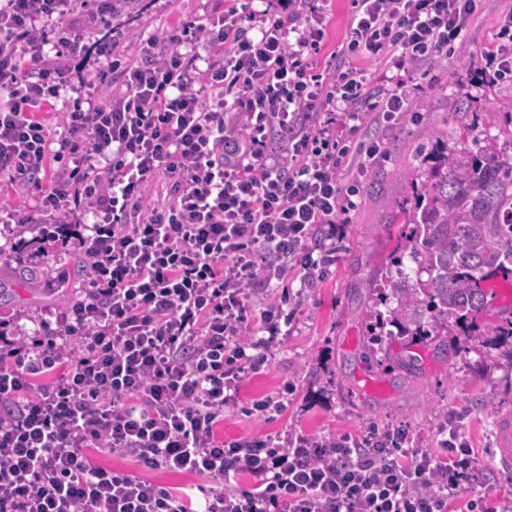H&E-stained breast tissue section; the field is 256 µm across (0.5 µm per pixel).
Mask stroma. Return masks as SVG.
Instances as JSON below:
<instances>
[{
    "mask_svg": "<svg viewBox=\"0 0 512 512\" xmlns=\"http://www.w3.org/2000/svg\"><path fill=\"white\" fill-rule=\"evenodd\" d=\"M313 6L326 16L327 37L318 55L326 66L348 33L353 0H301L299 10ZM225 7V0H149L144 7L132 0L119 18L124 37L115 52L135 59L140 41L216 20ZM511 8L512 0H484L462 46L403 74L409 112L385 121L366 102L358 106L354 121L341 112L317 113L337 136L375 143L380 152L373 159L354 156L340 169L341 181L358 180L360 193L336 232L324 225L314 228L306 252L318 266L309 284L301 285L304 270L298 266L286 288L259 291L261 302L285 297L288 334L266 350L265 366L244 380L235 401L225 407V437L290 431L330 437L402 428L414 447L435 453L454 431L490 465L462 486L461 500L512 497V467L494 460L496 418L512 411V354L503 347L460 343L454 332L448 336L460 345L454 355L436 349L434 342L409 337L393 338L375 353L362 319L370 284L382 280L409 232L402 211L421 190L435 152L487 137L502 142L512 135V113L496 108L512 99V82L489 84L475 71L497 44L501 13ZM23 240L39 245L44 257L0 267V318L24 326L28 315L68 302L83 279L72 273L73 250L44 240L42 225L0 223V246ZM63 273L69 279L62 291L49 295L41 289V280ZM283 390L288 405L282 414L265 422L246 414L251 401ZM91 461L174 486L197 482L190 475L147 469L120 454L95 452Z\"/></svg>",
    "mask_w": 512,
    "mask_h": 512,
    "instance_id": "1",
    "label": "stroma"
}]
</instances>
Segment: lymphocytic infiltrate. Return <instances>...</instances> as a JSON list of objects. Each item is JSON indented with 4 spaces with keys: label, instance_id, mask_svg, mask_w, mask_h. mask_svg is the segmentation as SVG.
<instances>
[{
    "label": "lymphocytic infiltrate",
    "instance_id": "1",
    "mask_svg": "<svg viewBox=\"0 0 512 512\" xmlns=\"http://www.w3.org/2000/svg\"><path fill=\"white\" fill-rule=\"evenodd\" d=\"M481 2L354 0L326 79L323 16L296 35L280 18L253 30L228 0L193 32L207 55L180 51L173 33L122 63L102 41L91 81L69 65L85 45L63 21L79 4L111 25L112 0H0V175L45 186L36 214L7 219L95 218L72 236L88 268L80 297L32 329L0 330V512H455L483 467L457 433L435 456L399 429L232 440L218 429L282 334L281 305L255 304L257 287L283 280L313 227L335 224L357 192L337 178L349 146L314 111L368 98L357 60L415 67L462 42ZM498 38L481 79L512 77V10ZM116 76L119 93L94 96ZM66 94L55 135L35 113ZM52 156L63 161L53 171ZM94 451L208 486L198 501L92 464ZM241 475L251 485L230 488Z\"/></svg>",
    "mask_w": 512,
    "mask_h": 512
}]
</instances>
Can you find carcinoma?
Returning <instances> with one entry per match:
<instances>
[{
  "instance_id": "1",
  "label": "carcinoma",
  "mask_w": 512,
  "mask_h": 512,
  "mask_svg": "<svg viewBox=\"0 0 512 512\" xmlns=\"http://www.w3.org/2000/svg\"><path fill=\"white\" fill-rule=\"evenodd\" d=\"M409 223L411 265L397 257L395 275L384 277L392 288L370 289L363 317L371 343L380 347L393 334L438 341L450 324L486 349L511 340L512 314L493 311L481 283L512 267V141L448 149ZM388 325L397 332L385 331Z\"/></svg>"
}]
</instances>
